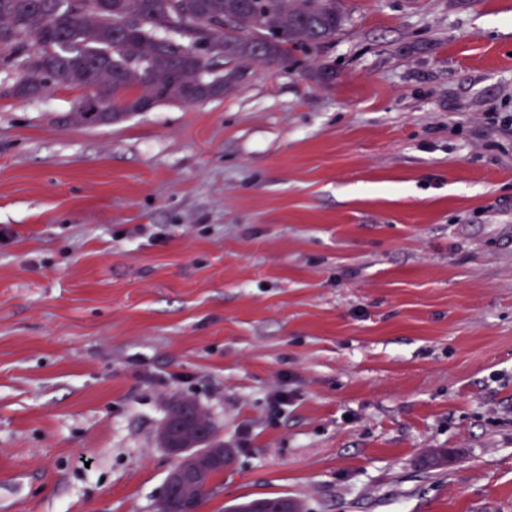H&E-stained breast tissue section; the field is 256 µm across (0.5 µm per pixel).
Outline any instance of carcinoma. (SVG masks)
<instances>
[{
	"label": "carcinoma",
	"instance_id": "cac0c4a2",
	"mask_svg": "<svg viewBox=\"0 0 512 512\" xmlns=\"http://www.w3.org/2000/svg\"><path fill=\"white\" fill-rule=\"evenodd\" d=\"M201 21L220 51H193ZM343 23V0H0V70L17 75L8 87L17 99L86 88L110 123L145 111L149 92L154 105L221 96L237 72L220 61L285 65L291 50L334 39ZM184 412L218 438L192 400L167 417Z\"/></svg>",
	"mask_w": 512,
	"mask_h": 512
}]
</instances>
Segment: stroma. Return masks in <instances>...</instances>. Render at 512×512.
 <instances>
[{
	"instance_id": "1",
	"label": "stroma",
	"mask_w": 512,
	"mask_h": 512,
	"mask_svg": "<svg viewBox=\"0 0 512 512\" xmlns=\"http://www.w3.org/2000/svg\"><path fill=\"white\" fill-rule=\"evenodd\" d=\"M346 4L221 97L0 95V512H156L183 399L202 512H512V0ZM185 411H187V413L191 414L202 428H210L209 436L211 438L221 441L217 435V430H216L215 426L213 425V423L211 422V420L204 416L203 411L201 409H199V406L192 400L185 399V400L180 401L176 406H174L169 411L165 420L167 418L170 419L172 417V415L182 414ZM203 432H197L192 428H185L175 437L169 430L167 421L159 431V441L170 456L175 460V465L167 475L164 490L159 500L156 511H164V503L173 490L189 491L197 483L208 479L214 480L213 470L228 454L233 455L231 448H198L203 444ZM234 458L228 456L224 466L215 471V474H224Z\"/></svg>"
}]
</instances>
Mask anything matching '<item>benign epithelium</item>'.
Returning a JSON list of instances; mask_svg holds the SVG:
<instances>
[{"label":"benign epithelium","mask_w":512,"mask_h":512,"mask_svg":"<svg viewBox=\"0 0 512 512\" xmlns=\"http://www.w3.org/2000/svg\"><path fill=\"white\" fill-rule=\"evenodd\" d=\"M203 433L192 428H185L178 436H173L168 425L159 431V441L175 465L167 475L164 490L157 506V512H164V503L174 491H188L197 483L208 479L214 480L213 470L224 457L233 454L230 448H203Z\"/></svg>","instance_id":"obj_1"}]
</instances>
